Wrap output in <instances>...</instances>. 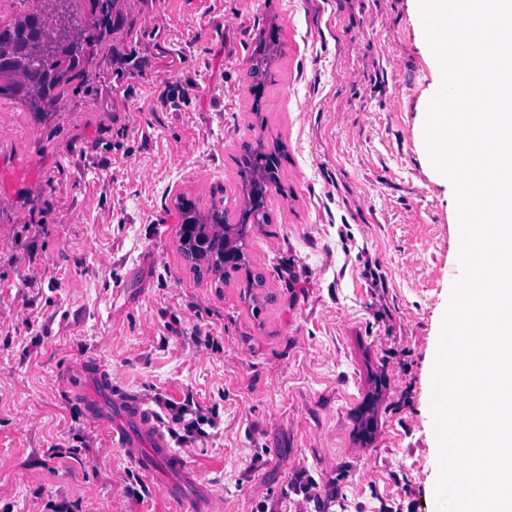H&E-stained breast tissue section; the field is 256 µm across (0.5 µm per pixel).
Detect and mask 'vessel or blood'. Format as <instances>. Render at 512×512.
<instances>
[{"mask_svg": "<svg viewBox=\"0 0 512 512\" xmlns=\"http://www.w3.org/2000/svg\"><path fill=\"white\" fill-rule=\"evenodd\" d=\"M70 396L80 399L87 421L105 430L113 444L124 448L140 473L162 493L174 512H211V494L200 488L198 495L183 496V485L196 481L186 459L174 452L152 411L115 391L101 361L90 357L67 379ZM111 404L118 421H111L103 411Z\"/></svg>", "mask_w": 512, "mask_h": 512, "instance_id": "b4317fda", "label": "vessel or blood"}]
</instances>
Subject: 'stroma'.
I'll list each match as a JSON object with an SVG mask.
<instances>
[{
    "label": "stroma",
    "instance_id": "35a3bbf8",
    "mask_svg": "<svg viewBox=\"0 0 512 512\" xmlns=\"http://www.w3.org/2000/svg\"><path fill=\"white\" fill-rule=\"evenodd\" d=\"M116 9L54 111L0 97V512H172L69 397L88 355L144 408L214 415L174 449L216 512H295L296 479L319 485L317 512H436L432 369L458 238L424 143L441 72L418 0ZM272 22L282 55L258 98L246 72ZM259 137L284 153L248 239L257 307L244 273L217 289L186 269L174 202L220 186L236 215L235 159Z\"/></svg>",
    "mask_w": 512,
    "mask_h": 512
}]
</instances>
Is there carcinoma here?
Segmentation results:
<instances>
[{
  "instance_id": "obj_1",
  "label": "carcinoma",
  "mask_w": 512,
  "mask_h": 512,
  "mask_svg": "<svg viewBox=\"0 0 512 512\" xmlns=\"http://www.w3.org/2000/svg\"><path fill=\"white\" fill-rule=\"evenodd\" d=\"M100 18L88 25L73 8V0H50L48 41L34 44L23 54L14 53L10 44L0 40V61L8 59L12 68V84H0V97L8 96L21 101L32 112H50L61 95L73 83L83 84L89 77L86 68L88 59L102 41L103 33L111 29L112 12L117 0H93ZM68 44L72 62L67 73L50 85H43L30 75V66L38 64L43 70L56 71L60 61L53 53L52 44ZM278 58L276 41L264 40L249 60L248 78L256 87H263L270 80L271 65ZM26 83L23 94L14 92L13 86ZM281 146L274 144L269 149L263 141L245 146L238 159L241 187V210L238 222H229L224 209V189L211 192L209 204L198 208L195 203L181 197L176 206L182 214V223L177 234V249L196 276L204 273L215 276L216 287L227 283L230 272H236L246 261L247 239L254 224H269L267 196L271 188L280 187ZM374 397L364 402L363 413L369 415L371 425L360 424L362 439L371 438L375 422Z\"/></svg>"
}]
</instances>
